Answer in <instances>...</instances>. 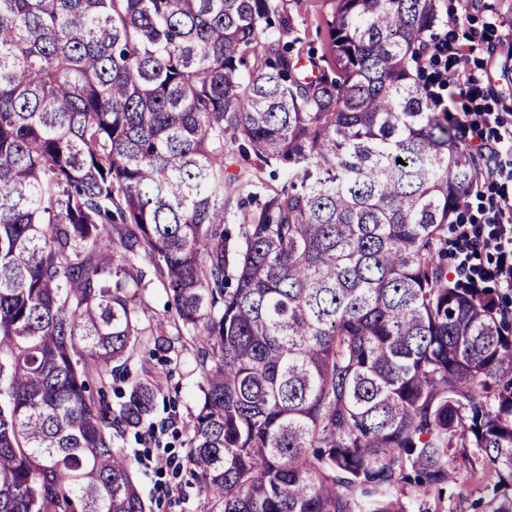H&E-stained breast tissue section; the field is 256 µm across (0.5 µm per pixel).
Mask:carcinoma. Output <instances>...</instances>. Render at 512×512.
<instances>
[{
  "label": "carcinoma",
  "instance_id": "cac0c4a2",
  "mask_svg": "<svg viewBox=\"0 0 512 512\" xmlns=\"http://www.w3.org/2000/svg\"><path fill=\"white\" fill-rule=\"evenodd\" d=\"M435 2L334 0L307 67L280 0H0V512H152L119 447L157 394L129 353L180 342L149 273L204 512H400L461 465L512 512V310L444 263L493 155L432 108ZM140 314L151 320L167 318L171 324L172 333H176L172 318V300L162 284L155 278L152 281H145V287L139 291ZM143 311V312H141Z\"/></svg>",
  "mask_w": 512,
  "mask_h": 512
}]
</instances>
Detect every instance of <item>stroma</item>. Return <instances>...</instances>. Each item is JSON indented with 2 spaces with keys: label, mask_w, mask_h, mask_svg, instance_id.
Masks as SVG:
<instances>
[{
  "label": "stroma",
  "mask_w": 512,
  "mask_h": 512,
  "mask_svg": "<svg viewBox=\"0 0 512 512\" xmlns=\"http://www.w3.org/2000/svg\"><path fill=\"white\" fill-rule=\"evenodd\" d=\"M294 18L296 51L304 60L321 61L327 52L328 27L334 0H285ZM439 39H453L468 56L466 72L479 81L483 102L512 126V80L501 76V64L512 56V0H436ZM462 20L449 27V16ZM194 343L184 337L178 356L171 361L152 359L160 381L153 422L173 420L174 425L155 435L127 433L123 442L129 454L184 457L192 435L201 392L200 375L193 369ZM137 481L153 512H203V499L189 475L173 476L171 469L160 471L138 466ZM495 481L493 470L459 468L444 489L406 486L398 493L404 512H477L476 502L487 500Z\"/></svg>",
  "instance_id": "obj_1"
}]
</instances>
